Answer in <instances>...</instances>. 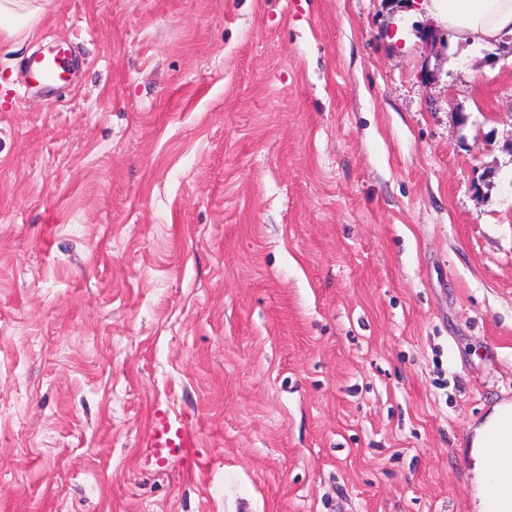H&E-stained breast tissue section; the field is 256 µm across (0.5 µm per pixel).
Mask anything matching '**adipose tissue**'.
Segmentation results:
<instances>
[{"instance_id": "1", "label": "adipose tissue", "mask_w": 512, "mask_h": 512, "mask_svg": "<svg viewBox=\"0 0 512 512\" xmlns=\"http://www.w3.org/2000/svg\"><path fill=\"white\" fill-rule=\"evenodd\" d=\"M428 15L454 42L480 47L512 38V0H425ZM502 407H495L475 430L472 455L483 490L480 512H512V486L489 495L493 481L491 460L512 461V429L500 426Z\"/></svg>"}]
</instances>
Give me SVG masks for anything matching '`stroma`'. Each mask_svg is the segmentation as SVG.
Segmentation results:
<instances>
[{"label": "stroma", "instance_id": "1", "mask_svg": "<svg viewBox=\"0 0 512 512\" xmlns=\"http://www.w3.org/2000/svg\"><path fill=\"white\" fill-rule=\"evenodd\" d=\"M38 3L0 40V512H477L512 41L420 0ZM61 37L71 82L25 83Z\"/></svg>", "mask_w": 512, "mask_h": 512}]
</instances>
